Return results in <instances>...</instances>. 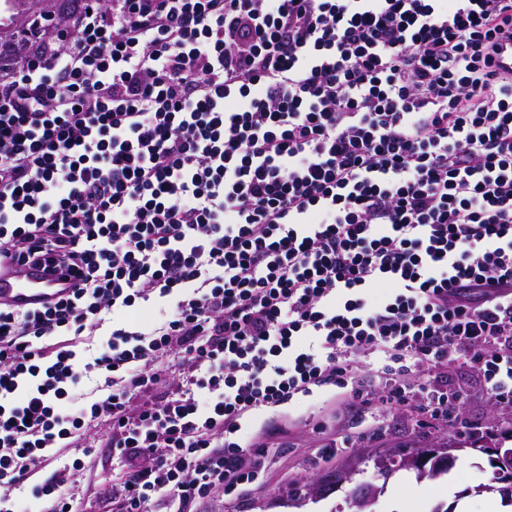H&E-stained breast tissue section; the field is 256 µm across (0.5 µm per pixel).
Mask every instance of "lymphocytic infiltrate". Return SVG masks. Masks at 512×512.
I'll list each match as a JSON object with an SVG mask.
<instances>
[{
	"label": "lymphocytic infiltrate",
	"mask_w": 512,
	"mask_h": 512,
	"mask_svg": "<svg viewBox=\"0 0 512 512\" xmlns=\"http://www.w3.org/2000/svg\"><path fill=\"white\" fill-rule=\"evenodd\" d=\"M511 30L512 0H81L0 43V261L77 280L0 306V503L74 512L97 437L112 512L241 494L242 420L365 355L384 405L454 354L512 406ZM11 509L15 512H47L49 504L43 498L33 495L30 486L21 491H15L11 496Z\"/></svg>",
	"instance_id": "1"
}]
</instances>
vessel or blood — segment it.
Returning <instances> with one entry per match:
<instances>
[{"label":"vessel or blood","instance_id":"vessel-or-blood-1","mask_svg":"<svg viewBox=\"0 0 512 512\" xmlns=\"http://www.w3.org/2000/svg\"><path fill=\"white\" fill-rule=\"evenodd\" d=\"M71 281L48 277L37 266L0 263V304L17 309L42 308L71 294Z\"/></svg>","mask_w":512,"mask_h":512}]
</instances>
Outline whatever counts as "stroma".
Returning a JSON list of instances; mask_svg holds the SVG:
<instances>
[{"label": "stroma", "instance_id": "obj_1", "mask_svg": "<svg viewBox=\"0 0 512 512\" xmlns=\"http://www.w3.org/2000/svg\"><path fill=\"white\" fill-rule=\"evenodd\" d=\"M74 7L72 0H0V41H13L34 17L58 18ZM449 388H465L457 420L447 425L423 410L414 396L399 409L382 406L360 410L349 389L327 386L283 406L276 423L280 432L273 448L260 458L262 480L241 497L214 499L199 512H352L349 494L354 484L377 481L376 456L405 448H428L440 439L465 440L474 433H493L503 447L512 448V408L495 403L479 372L464 361L442 370ZM355 471L353 482L340 483L326 498L292 504L293 489L304 488L330 474ZM119 471L112 451L96 448L83 476L77 512H106L102 499ZM494 469L488 454L456 453L448 475L437 481L417 479L414 471L399 470L385 483L375 512H430L439 503L456 504L459 512H483L482 485L492 484Z\"/></svg>", "mask_w": 512, "mask_h": 512}]
</instances>
